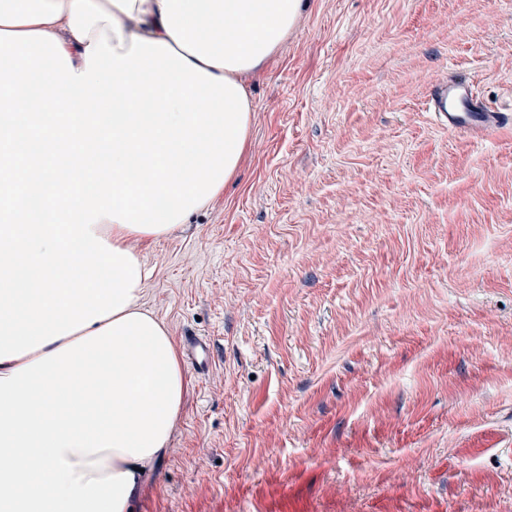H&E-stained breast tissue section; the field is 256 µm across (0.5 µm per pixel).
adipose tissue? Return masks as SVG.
I'll list each match as a JSON object with an SVG mask.
<instances>
[{
  "mask_svg": "<svg viewBox=\"0 0 512 512\" xmlns=\"http://www.w3.org/2000/svg\"><path fill=\"white\" fill-rule=\"evenodd\" d=\"M303 0H0V512H134L187 375L137 243L208 208Z\"/></svg>",
  "mask_w": 512,
  "mask_h": 512,
  "instance_id": "ef3b65f1",
  "label": "adipose tissue"
}]
</instances>
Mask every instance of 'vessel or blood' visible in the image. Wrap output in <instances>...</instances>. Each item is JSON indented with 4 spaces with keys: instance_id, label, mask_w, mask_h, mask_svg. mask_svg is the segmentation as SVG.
Masks as SVG:
<instances>
[{
    "instance_id": "obj_1",
    "label": "vessel or blood",
    "mask_w": 512,
    "mask_h": 512,
    "mask_svg": "<svg viewBox=\"0 0 512 512\" xmlns=\"http://www.w3.org/2000/svg\"><path fill=\"white\" fill-rule=\"evenodd\" d=\"M429 107L444 122L449 131L483 135L512 122V115L493 109L478 96L473 84L458 75L435 86ZM186 355L198 372H208L212 365L211 343L204 336H189L184 340Z\"/></svg>"
}]
</instances>
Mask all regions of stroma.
<instances>
[{"label": "stroma", "instance_id": "1", "mask_svg": "<svg viewBox=\"0 0 512 512\" xmlns=\"http://www.w3.org/2000/svg\"><path fill=\"white\" fill-rule=\"evenodd\" d=\"M512 0H308L234 184L142 245L214 347L136 512H512ZM431 112L448 123L451 132L484 135L510 122L512 109L495 110L478 96L473 84L459 75L435 86L430 94Z\"/></svg>", "mask_w": 512, "mask_h": 512}]
</instances>
